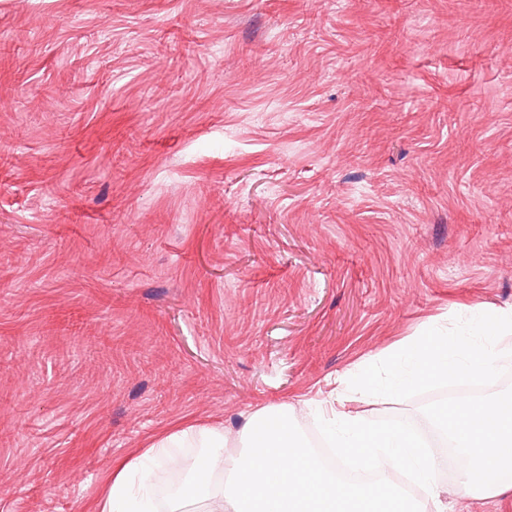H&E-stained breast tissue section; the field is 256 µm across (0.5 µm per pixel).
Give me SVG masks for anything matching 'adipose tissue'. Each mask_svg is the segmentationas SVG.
I'll list each match as a JSON object with an SVG mask.
<instances>
[{"label": "adipose tissue", "mask_w": 512, "mask_h": 512, "mask_svg": "<svg viewBox=\"0 0 512 512\" xmlns=\"http://www.w3.org/2000/svg\"><path fill=\"white\" fill-rule=\"evenodd\" d=\"M448 418L452 439L468 452L470 467L444 492L433 481V462L403 426L372 428L343 412L331 433L345 452L381 470L412 467L435 512H446L445 498H460L476 488L490 497L511 490L498 475L512 469V403L456 401L448 407ZM241 435L250 446L238 451L227 448L223 424L171 423L148 447L114 461L92 512H148L152 480L147 463L181 468L173 450L187 442L199 443L205 452L170 494L166 512H379L381 504L373 494L337 483L303 448L283 407L256 410Z\"/></svg>", "instance_id": "ef3b65f1"}]
</instances>
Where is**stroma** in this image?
<instances>
[{"instance_id":"stroma-1","label":"stroma","mask_w":512,"mask_h":512,"mask_svg":"<svg viewBox=\"0 0 512 512\" xmlns=\"http://www.w3.org/2000/svg\"><path fill=\"white\" fill-rule=\"evenodd\" d=\"M501 311L512 0H0V512Z\"/></svg>"}]
</instances>
